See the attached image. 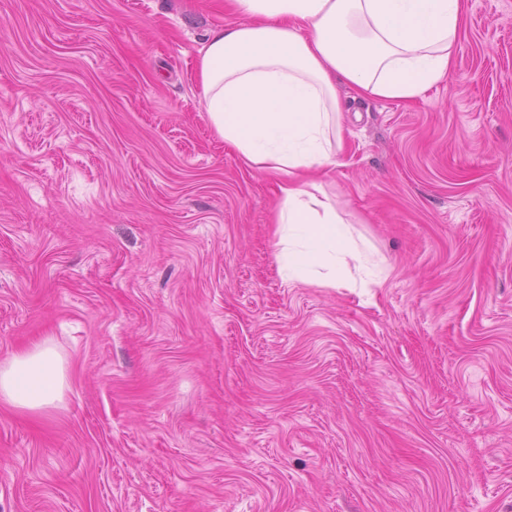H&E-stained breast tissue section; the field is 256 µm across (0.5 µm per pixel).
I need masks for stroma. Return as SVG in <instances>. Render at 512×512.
Segmentation results:
<instances>
[{
    "label": "stroma",
    "mask_w": 512,
    "mask_h": 512,
    "mask_svg": "<svg viewBox=\"0 0 512 512\" xmlns=\"http://www.w3.org/2000/svg\"><path fill=\"white\" fill-rule=\"evenodd\" d=\"M224 0H0V512H512V0L453 75L356 98L324 184L385 270L284 281L195 77ZM64 358L49 339L0 362V401L23 410H42L62 401Z\"/></svg>",
    "instance_id": "stroma-1"
}]
</instances>
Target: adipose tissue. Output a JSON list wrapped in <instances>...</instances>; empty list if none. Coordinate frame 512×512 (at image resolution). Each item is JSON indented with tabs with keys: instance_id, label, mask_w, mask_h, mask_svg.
Listing matches in <instances>:
<instances>
[{
	"instance_id": "adipose-tissue-1",
	"label": "adipose tissue",
	"mask_w": 512,
	"mask_h": 512,
	"mask_svg": "<svg viewBox=\"0 0 512 512\" xmlns=\"http://www.w3.org/2000/svg\"><path fill=\"white\" fill-rule=\"evenodd\" d=\"M231 15L198 50L209 123L244 166L274 179L272 222L284 280L336 286L337 268L379 277L322 188L344 145L337 82L413 100L453 73L466 0H226ZM64 358L51 340L0 361V401L61 402Z\"/></svg>"
}]
</instances>
